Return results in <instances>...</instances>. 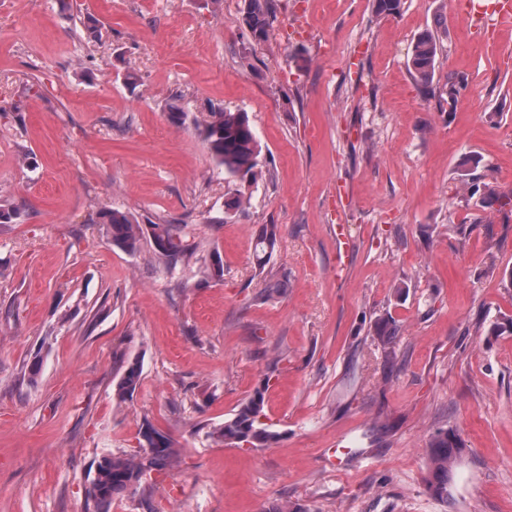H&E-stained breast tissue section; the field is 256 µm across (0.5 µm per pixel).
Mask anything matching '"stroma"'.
<instances>
[{
  "mask_svg": "<svg viewBox=\"0 0 512 512\" xmlns=\"http://www.w3.org/2000/svg\"><path fill=\"white\" fill-rule=\"evenodd\" d=\"M485 3L275 0L258 42L242 0H0V204L24 211L0 224V512H94L98 458L146 422L178 462L110 512H512V213L464 188L512 191V28H470ZM426 31L428 95L408 69ZM212 105L248 114L257 182L215 168L193 124ZM102 208L180 225L193 259L113 245ZM264 224L288 287L259 303ZM122 355L142 375L119 403ZM261 386L275 443L205 437ZM439 429L463 444L444 501ZM280 238V228L276 224H264L256 231L254 239V253L256 255L259 271L269 263ZM429 490L442 500L448 498V473L456 460V451L462 448L454 434L438 430L431 439Z\"/></svg>",
  "mask_w": 512,
  "mask_h": 512,
  "instance_id": "1",
  "label": "stroma"
}]
</instances>
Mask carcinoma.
I'll list each match as a JSON object with an SVG mask.
<instances>
[{"instance_id":"1","label":"carcinoma","mask_w":512,"mask_h":512,"mask_svg":"<svg viewBox=\"0 0 512 512\" xmlns=\"http://www.w3.org/2000/svg\"><path fill=\"white\" fill-rule=\"evenodd\" d=\"M243 13L250 36L255 40H267L272 27L274 0H243ZM440 50L432 33H423L416 39L409 68L420 85H430ZM195 129L216 168L224 171V175L241 181H257L262 173L261 147L247 113L230 112L213 105L205 117L195 123ZM468 194L480 196L485 208L512 206V192H501L486 182H471ZM94 223L106 225L112 243L129 253L138 250L143 237H149L155 254L168 266L186 262L194 255V250L176 224H138L126 213L115 209L98 211ZM279 238L280 228L277 224H263L256 231L254 253L259 270H264L269 263ZM204 273L210 280H223L224 262L219 252L215 251L209 256ZM285 288V280L272 276L264 280L263 289L255 300L262 303L282 294ZM141 372L137 359L120 357L119 379L115 385L118 400H125L134 393ZM264 394L265 390L256 389L231 417L221 424L208 427L206 438L230 447H239L247 442L254 448H262L275 441L278 434L265 422ZM145 429L143 439L139 440L141 449L135 453L120 456L106 453L98 459L90 488L87 489V499L97 505L96 512H109L114 499L138 492L151 478L152 472L165 470L176 461L177 452L173 442L150 425ZM458 448L460 443L456 436L446 430H438L432 436L429 490L442 500L448 499V473L454 465Z\"/></svg>"}]
</instances>
